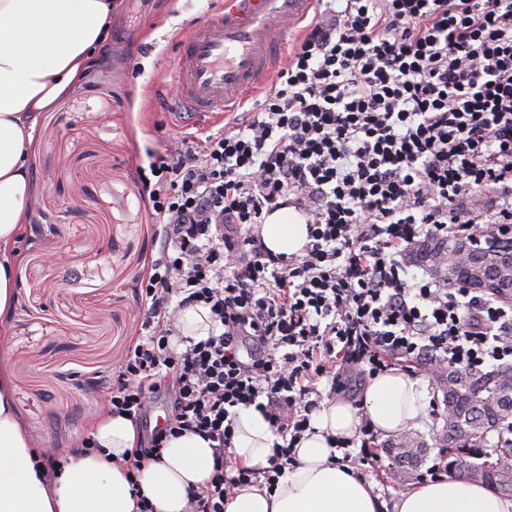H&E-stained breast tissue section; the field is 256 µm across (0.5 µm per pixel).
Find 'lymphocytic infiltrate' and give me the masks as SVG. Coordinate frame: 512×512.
Wrapping results in <instances>:
<instances>
[{"label":"lymphocytic infiltrate","mask_w":512,"mask_h":512,"mask_svg":"<svg viewBox=\"0 0 512 512\" xmlns=\"http://www.w3.org/2000/svg\"><path fill=\"white\" fill-rule=\"evenodd\" d=\"M344 2L315 14L256 111L181 140L140 176L158 257L139 280L142 334L103 386L112 414L138 425L169 398L127 479L168 437L210 441L214 471L190 512H224L241 487L274 490L320 382L512 361L511 308L403 277L421 240L512 224V0ZM283 207L308 233L288 256L260 233ZM197 304L215 329L177 349V312ZM240 405L279 438L269 466L227 460Z\"/></svg>","instance_id":"obj_1"}]
</instances>
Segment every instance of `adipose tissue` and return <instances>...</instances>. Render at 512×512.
<instances>
[{
    "label": "adipose tissue",
    "mask_w": 512,
    "mask_h": 512,
    "mask_svg": "<svg viewBox=\"0 0 512 512\" xmlns=\"http://www.w3.org/2000/svg\"><path fill=\"white\" fill-rule=\"evenodd\" d=\"M117 0H0V316L13 307L14 246L29 217L28 149L41 116L87 71L109 37ZM276 254L299 252L307 226L285 208L261 226ZM425 411L417 380L390 372L372 379L361 406L324 401L312 429L296 447L274 491L237 490L224 512H512V500L492 487L453 478L420 485L387 504L372 483L337 463L335 440H354L362 419L383 434L402 432ZM230 455L246 467H265L275 437L260 410H234ZM91 436L96 452L74 449L56 475L34 463V450L14 411L13 394L0 380V512H139L118 458L137 446L128 418L101 412ZM214 467L208 441L195 434L169 439L160 458L137 475L154 512H187L190 491L203 490Z\"/></svg>",
    "instance_id": "ef3b65f1"
}]
</instances>
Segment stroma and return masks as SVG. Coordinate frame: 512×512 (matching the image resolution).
<instances>
[{
    "label": "stroma",
    "mask_w": 512,
    "mask_h": 512,
    "mask_svg": "<svg viewBox=\"0 0 512 512\" xmlns=\"http://www.w3.org/2000/svg\"><path fill=\"white\" fill-rule=\"evenodd\" d=\"M223 0H120L109 45L50 111L29 155L28 224L15 246L13 312L0 316V377L37 451L64 454L104 408L90 382L139 335L138 278L158 256L137 165L147 150L213 133L184 118L165 82L182 39ZM409 435L439 456L445 426L435 377Z\"/></svg>",
    "instance_id": "obj_1"
}]
</instances>
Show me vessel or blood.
Here are the masks:
<instances>
[{
    "instance_id": "obj_1",
    "label": "vessel or blood",
    "mask_w": 512,
    "mask_h": 512,
    "mask_svg": "<svg viewBox=\"0 0 512 512\" xmlns=\"http://www.w3.org/2000/svg\"><path fill=\"white\" fill-rule=\"evenodd\" d=\"M316 0H224L182 44L166 77L179 104L198 122H214L269 85L290 33Z\"/></svg>"
}]
</instances>
